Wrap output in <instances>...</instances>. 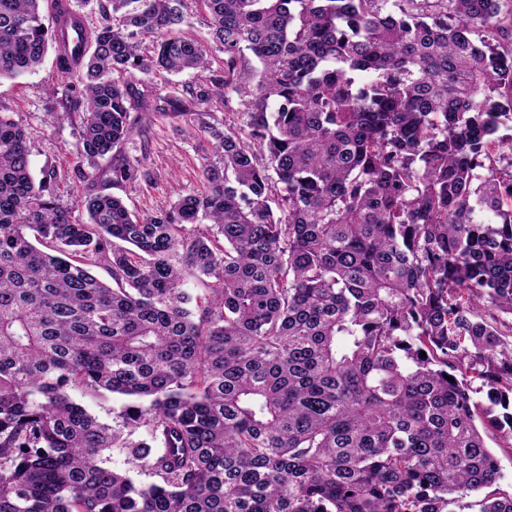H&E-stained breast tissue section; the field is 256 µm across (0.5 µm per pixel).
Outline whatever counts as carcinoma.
<instances>
[{"mask_svg": "<svg viewBox=\"0 0 512 512\" xmlns=\"http://www.w3.org/2000/svg\"><path fill=\"white\" fill-rule=\"evenodd\" d=\"M197 2L224 68L163 102L207 189L141 216L112 151L130 77L210 67L185 0H0V80L68 79L87 214L0 114V512H512V0ZM122 398L119 395L106 394L105 397L97 400H89L88 405L90 411L98 416L100 420L107 423H112V417L115 415L112 412H118ZM488 448L498 457L500 463L501 487L506 489L512 484V453L503 451L499 444L501 440L490 434L485 436Z\"/></svg>", "mask_w": 512, "mask_h": 512, "instance_id": "obj_1", "label": "carcinoma"}]
</instances>
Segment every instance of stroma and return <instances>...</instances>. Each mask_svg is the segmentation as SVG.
I'll return each instance as SVG.
<instances>
[{
    "instance_id": "1",
    "label": "stroma",
    "mask_w": 512,
    "mask_h": 512,
    "mask_svg": "<svg viewBox=\"0 0 512 512\" xmlns=\"http://www.w3.org/2000/svg\"><path fill=\"white\" fill-rule=\"evenodd\" d=\"M188 13L189 22L182 33L204 44L211 68L179 74L154 72L145 79L154 98L160 99L182 87L205 82L210 71L224 67L223 52L210 40L208 13L193 2L188 6ZM62 92L55 57L47 55L36 71L14 80L0 81V113L30 132L36 145L31 156L34 176H41L46 166H54L61 178V200L72 207L74 218L81 220L85 213L76 208L75 202L82 195L84 185L74 175L77 163L71 153L79 127L63 116ZM211 154V143L191 131L184 119L160 110L151 112L131 139L113 152L118 159H140L151 176L112 187L111 192L141 215L169 207L178 195L203 190L200 169Z\"/></svg>"
}]
</instances>
